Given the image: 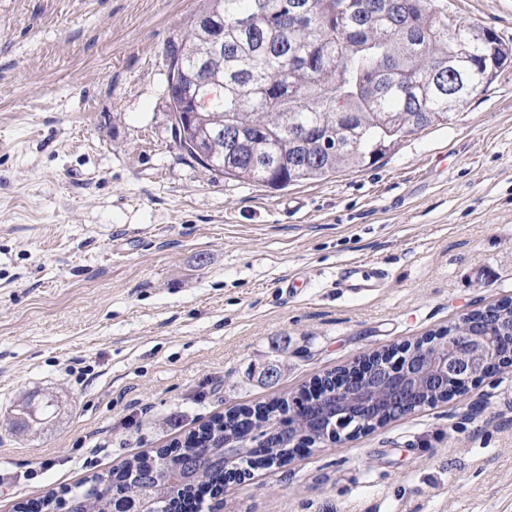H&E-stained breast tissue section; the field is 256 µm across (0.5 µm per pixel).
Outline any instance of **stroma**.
I'll use <instances>...</instances> for the list:
<instances>
[{
  "mask_svg": "<svg viewBox=\"0 0 512 512\" xmlns=\"http://www.w3.org/2000/svg\"><path fill=\"white\" fill-rule=\"evenodd\" d=\"M197 5L0 0V512L512 294V66L450 123L274 190L175 141L166 50ZM448 14L512 44V0ZM348 261L383 287L347 296ZM27 401L50 416L16 428ZM221 500L512 512V369Z\"/></svg>",
  "mask_w": 512,
  "mask_h": 512,
  "instance_id": "stroma-1",
  "label": "stroma"
}]
</instances>
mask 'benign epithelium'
Instances as JSON below:
<instances>
[{
  "label": "benign epithelium",
  "instance_id": "benign-epithelium-1",
  "mask_svg": "<svg viewBox=\"0 0 512 512\" xmlns=\"http://www.w3.org/2000/svg\"><path fill=\"white\" fill-rule=\"evenodd\" d=\"M512 365V316L491 313V307L471 310L458 322L432 336L401 347L397 355L372 357L368 353L346 371L336 372V387L318 379L306 390L312 403L288 417L311 416L324 421L322 439L341 438L342 422L378 425L434 405L442 394L451 399L477 379ZM297 425L279 420L262 423L246 443L248 448H270L278 440L299 441Z\"/></svg>",
  "mask_w": 512,
  "mask_h": 512
}]
</instances>
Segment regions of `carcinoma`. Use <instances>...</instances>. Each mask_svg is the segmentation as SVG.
Returning a JSON list of instances; mask_svg holds the SVG:
<instances>
[{"label":"carcinoma","instance_id":"cac0c4a2","mask_svg":"<svg viewBox=\"0 0 512 512\" xmlns=\"http://www.w3.org/2000/svg\"><path fill=\"white\" fill-rule=\"evenodd\" d=\"M448 22V0H200L179 44L166 50L170 113L194 112L205 167L243 183L274 188L362 167L387 147L432 125L446 124L468 98L489 86L512 51L492 31ZM324 128L326 142L297 158L295 130ZM234 130L235 145L227 140ZM289 401L232 408L154 454L138 455L57 495L85 512H135L157 500L162 512L205 502L231 467L250 461L239 447L270 417L288 416ZM231 447H225V444Z\"/></svg>","mask_w":512,"mask_h":512}]
</instances>
